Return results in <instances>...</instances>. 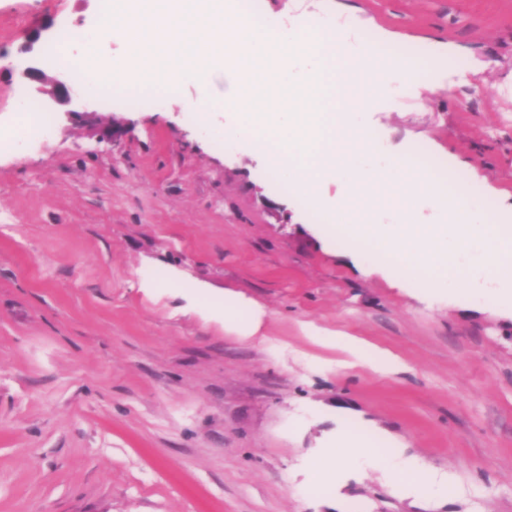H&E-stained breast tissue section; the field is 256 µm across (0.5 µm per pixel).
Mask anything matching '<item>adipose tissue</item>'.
<instances>
[{"label":"adipose tissue","mask_w":512,"mask_h":512,"mask_svg":"<svg viewBox=\"0 0 512 512\" xmlns=\"http://www.w3.org/2000/svg\"><path fill=\"white\" fill-rule=\"evenodd\" d=\"M267 311L256 301L228 291L224 294V329L239 339L251 340L259 333ZM308 337L314 342L341 352L346 363L361 362L377 374H390L405 369V362L389 350L341 331H323L307 328ZM337 455L332 466H325L322 456L311 461L313 475L304 485L306 496L322 495L330 475H342L351 469H370L382 472L388 482L399 492L415 495L426 492L435 498L448 495L447 478L433 474L415 459L386 448L382 439L374 433L338 426L329 443Z\"/></svg>","instance_id":"adipose-tissue-1"}]
</instances>
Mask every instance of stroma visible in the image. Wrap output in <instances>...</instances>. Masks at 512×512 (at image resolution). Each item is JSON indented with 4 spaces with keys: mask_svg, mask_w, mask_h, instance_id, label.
I'll use <instances>...</instances> for the list:
<instances>
[{
    "mask_svg": "<svg viewBox=\"0 0 512 512\" xmlns=\"http://www.w3.org/2000/svg\"><path fill=\"white\" fill-rule=\"evenodd\" d=\"M253 4L274 24L353 14L419 60L450 45L445 78L421 68L416 92L368 95L355 122L374 154L422 151L463 174L488 219L512 211V0ZM101 14L100 0H0V127L38 100L20 72L57 29L80 30L98 62L126 58ZM74 85L92 121L57 114L49 137L0 152V512H336L332 492L301 485L340 410L452 485L445 499L406 497L366 470L339 492L349 507L512 512V312L490 297L497 280L466 265L468 300L426 297L390 259L326 242L323 217L341 207L374 224L446 223L430 197L381 204L380 187L343 174L314 204L279 189L266 152L234 131L220 68L182 70L148 106ZM199 288L263 305L261 339L225 332L218 309L194 305ZM308 324L407 368L337 367Z\"/></svg>",
    "mask_w": 512,
    "mask_h": 512,
    "instance_id": "obj_1",
    "label": "stroma"
}]
</instances>
